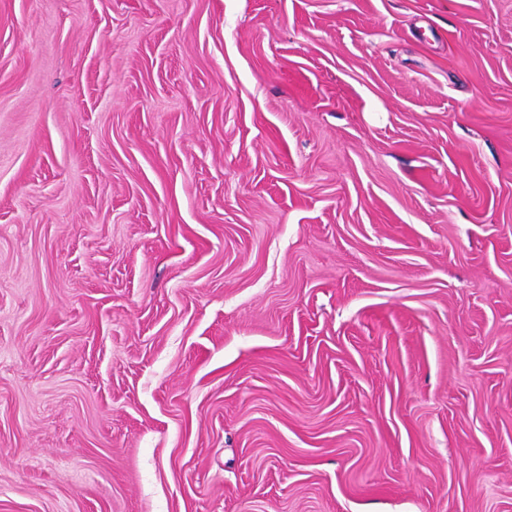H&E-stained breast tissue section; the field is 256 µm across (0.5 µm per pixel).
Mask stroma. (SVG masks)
Returning <instances> with one entry per match:
<instances>
[{
  "label": "stroma",
  "mask_w": 512,
  "mask_h": 512,
  "mask_svg": "<svg viewBox=\"0 0 512 512\" xmlns=\"http://www.w3.org/2000/svg\"><path fill=\"white\" fill-rule=\"evenodd\" d=\"M0 512H512V0H0Z\"/></svg>",
  "instance_id": "1"
}]
</instances>
